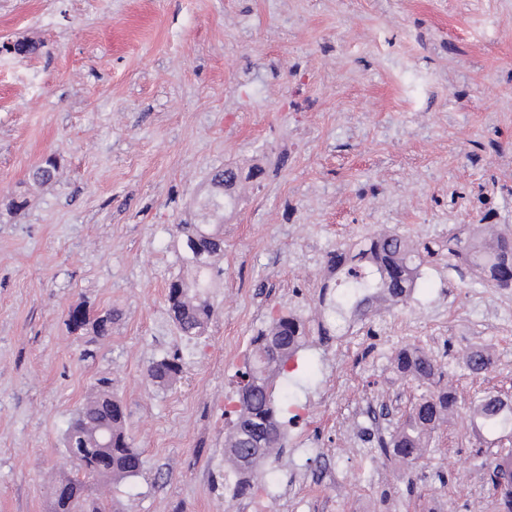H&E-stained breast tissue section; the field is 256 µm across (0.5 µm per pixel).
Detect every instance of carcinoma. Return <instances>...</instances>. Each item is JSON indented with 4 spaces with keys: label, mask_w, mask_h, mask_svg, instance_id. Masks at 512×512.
Wrapping results in <instances>:
<instances>
[{
    "label": "carcinoma",
    "mask_w": 512,
    "mask_h": 512,
    "mask_svg": "<svg viewBox=\"0 0 512 512\" xmlns=\"http://www.w3.org/2000/svg\"><path fill=\"white\" fill-rule=\"evenodd\" d=\"M56 172L55 162L48 158L32 171V179L38 184L52 180ZM223 184L224 191L207 195L200 205L205 216H216L232 204V189L237 185V175L230 169L216 171L211 184ZM179 253L186 275L173 278L168 284L167 300L170 316L182 335L194 338L203 334L214 314L209 291L223 274L219 261L224 255V236L219 224H179ZM449 241L454 246L448 254L467 257L471 268L484 280L498 288L512 287V238L499 234L495 238L477 240L461 239L455 233ZM409 240L391 232L375 235L365 240L355 251H342L330 255L328 265L342 277L340 293L328 301L326 312L336 318L350 316L360 321L367 316L376 301L404 303L411 297L419 268L423 262L421 252ZM82 321H69L72 330L81 329L89 321L86 312L79 311ZM114 313L107 311L93 323L96 333L105 336L110 330ZM309 329L305 321L293 313L283 314L272 320L268 328L253 340L255 355L237 391L239 411L232 426L226 431V453L242 475L235 487V496L247 497L254 493L256 485L264 481L265 472L258 464L273 444L283 435L279 413L288 408L290 391L285 369L263 361L273 348L294 356L306 344ZM465 366L473 373L485 371L490 359L483 350L470 352ZM394 368L403 378L427 387L412 407V411L397 424L389 439L378 443L381 453L393 454L406 464L416 463L422 455L426 435L446 422L448 415L457 407L455 393L441 385L440 367L415 346L400 349L394 359ZM181 365L177 359L163 358L151 362L148 374L154 382L164 385L174 379ZM112 380L101 377L96 391L71 419L76 434L65 431V447H86L84 465L80 472L92 479H127L138 476L143 469L141 454L132 448L123 428V413L113 403ZM478 427L496 431L512 427V404L492 397L479 400L473 410ZM97 434L100 439L112 437L108 448H93L88 437ZM252 437L261 440L263 453L248 461L244 460L241 440ZM488 481L499 494L502 512H512V453L499 454L487 460ZM60 485L69 488L65 498L51 500V512H108L105 504L89 499L85 494L86 482L67 480Z\"/></svg>",
    "instance_id": "cac0c4a2"
}]
</instances>
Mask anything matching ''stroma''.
<instances>
[{
	"label": "stroma",
	"instance_id": "stroma-1",
	"mask_svg": "<svg viewBox=\"0 0 512 512\" xmlns=\"http://www.w3.org/2000/svg\"><path fill=\"white\" fill-rule=\"evenodd\" d=\"M0 512H48L73 471L72 413L100 376L144 460L94 484L119 512H497L477 397L512 399V288L448 257L457 229L512 234V0H0ZM54 159L51 183L32 169ZM224 270L204 334L180 336L167 284L176 227L221 168ZM389 229L434 250L406 304L359 337L310 336L289 362L305 425L234 498L224 434L237 373L273 317L315 321L330 253ZM115 310L106 336L68 314ZM492 344L488 370L465 367ZM421 347L458 415L421 461L361 452L422 392L394 369ZM181 373L154 383L172 355ZM178 359L163 358L161 360L152 361L148 367V374L154 382L159 385H164L174 379L179 371L181 365L177 362Z\"/></svg>",
	"mask_w": 512,
	"mask_h": 512
}]
</instances>
